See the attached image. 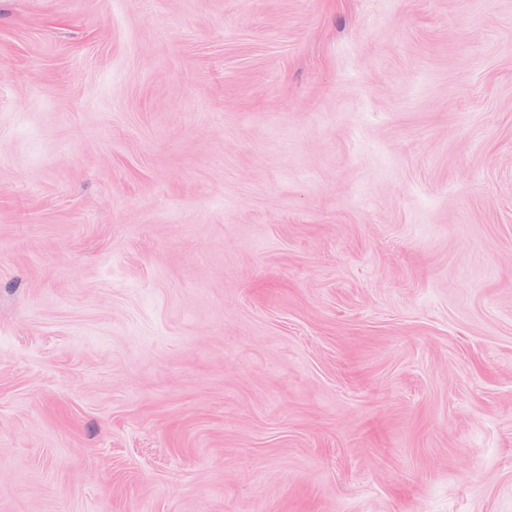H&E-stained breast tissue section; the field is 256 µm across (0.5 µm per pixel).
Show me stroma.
Instances as JSON below:
<instances>
[{"mask_svg":"<svg viewBox=\"0 0 512 512\" xmlns=\"http://www.w3.org/2000/svg\"><path fill=\"white\" fill-rule=\"evenodd\" d=\"M0 512H512V0H0Z\"/></svg>","mask_w":512,"mask_h":512,"instance_id":"obj_1","label":"stroma"}]
</instances>
